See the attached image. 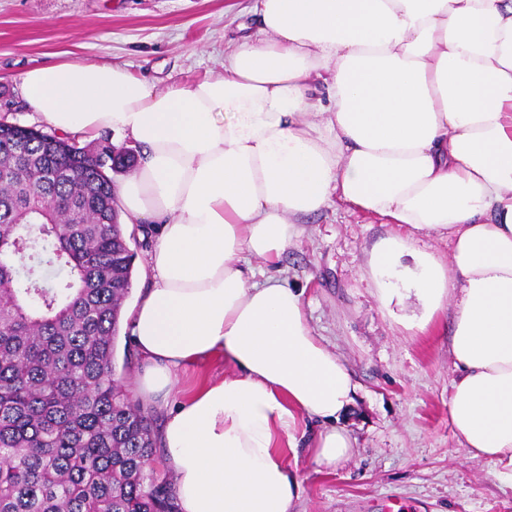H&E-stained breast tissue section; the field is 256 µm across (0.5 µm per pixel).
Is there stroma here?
<instances>
[{
	"label": "stroma",
	"instance_id": "stroma-1",
	"mask_svg": "<svg viewBox=\"0 0 512 512\" xmlns=\"http://www.w3.org/2000/svg\"><path fill=\"white\" fill-rule=\"evenodd\" d=\"M253 0H0V102L9 121L48 124L21 90L22 74L64 60L112 62L157 90L216 77L241 29H254ZM279 262L301 289L308 323L359 386L343 418L356 439L336 468L299 448L288 467L301 483L294 512H512V478L470 459L448 417L455 376L454 305L424 331L407 329L416 299L383 301L370 265L388 239L400 262L418 255L448 263L447 238L417 234L336 203L306 217Z\"/></svg>",
	"mask_w": 512,
	"mask_h": 512
}]
</instances>
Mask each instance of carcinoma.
<instances>
[{"mask_svg":"<svg viewBox=\"0 0 512 512\" xmlns=\"http://www.w3.org/2000/svg\"><path fill=\"white\" fill-rule=\"evenodd\" d=\"M112 144L13 123L0 135V512H177L157 418L114 379L132 285ZM68 276L17 277L15 240Z\"/></svg>","mask_w":512,"mask_h":512,"instance_id":"obj_1","label":"carcinoma"}]
</instances>
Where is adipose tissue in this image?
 <instances>
[{"label":"adipose tissue","mask_w":512,"mask_h":512,"mask_svg":"<svg viewBox=\"0 0 512 512\" xmlns=\"http://www.w3.org/2000/svg\"><path fill=\"white\" fill-rule=\"evenodd\" d=\"M258 29L213 79L156 91L111 63L24 73L63 134L142 148L116 198L154 241L130 314L141 394L164 415L179 512H292L299 445L333 468L356 440L358 386L312 332L301 291L256 280L300 217L339 200L447 237L449 266L409 275L427 317L454 302L449 421L473 458L512 472V0H256ZM228 373L186 397L181 374ZM312 430L298 440L302 425ZM228 371V368L221 360H212L201 368L190 370L183 378L180 385L174 392L173 399L176 400L183 390L192 388L197 382L206 377L221 376Z\"/></svg>","instance_id":"adipose-tissue-1"}]
</instances>
